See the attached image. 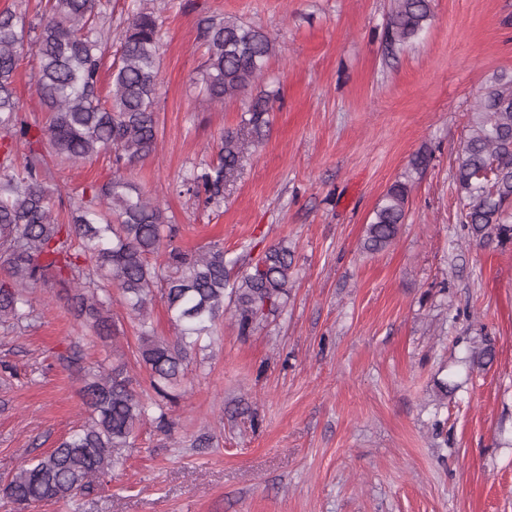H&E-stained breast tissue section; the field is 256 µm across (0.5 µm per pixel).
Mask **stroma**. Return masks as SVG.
<instances>
[{"label": "stroma", "mask_w": 512, "mask_h": 512, "mask_svg": "<svg viewBox=\"0 0 512 512\" xmlns=\"http://www.w3.org/2000/svg\"><path fill=\"white\" fill-rule=\"evenodd\" d=\"M132 4L162 23L161 86L157 150L127 179L179 224L185 251L285 243L292 286L247 332L224 317L165 402L171 431L140 426L100 488L28 509L0 495V512H512V245L461 242L453 184L471 105L512 75V0H432L426 30L392 56L390 0H112L113 36ZM213 16L275 44L254 86L274 95L271 123L218 208L181 187L247 110V97L202 92ZM111 173L105 158L52 167L57 207ZM404 178L397 242L362 252ZM38 296L29 318L0 324V485L81 421L83 372L122 362L154 394L120 296L105 342L64 291ZM487 347L490 360L459 366ZM442 381L455 386L445 398Z\"/></svg>", "instance_id": "35a3bbf8"}]
</instances>
